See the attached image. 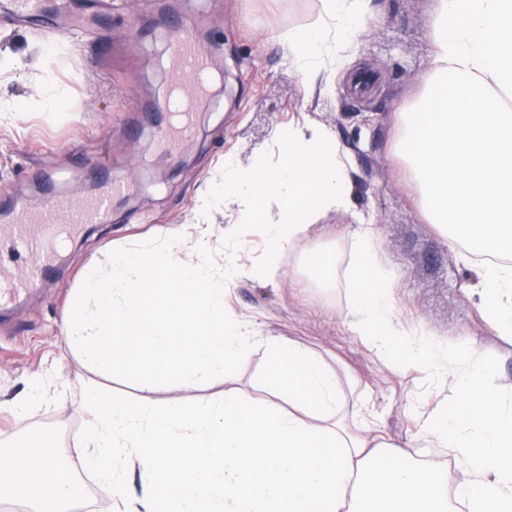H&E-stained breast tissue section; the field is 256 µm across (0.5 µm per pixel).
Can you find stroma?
I'll list each match as a JSON object with an SVG mask.
<instances>
[{
    "label": "stroma",
    "mask_w": 512,
    "mask_h": 512,
    "mask_svg": "<svg viewBox=\"0 0 512 512\" xmlns=\"http://www.w3.org/2000/svg\"><path fill=\"white\" fill-rule=\"evenodd\" d=\"M435 0H372L365 29L353 48L332 59L334 86L304 82L280 37L314 25L321 0H139L131 15L124 0H49L46 21L16 23L0 0V49L21 54L23 67L0 78V192L40 208L57 196L94 194L106 175L128 181L112 199L103 221L69 237L55 257L51 276L20 302L0 311V400L22 395L27 382L43 378L39 399L23 414L0 408V450L24 447L25 425L75 437L85 426L74 407L98 391L139 402L140 392L122 373L106 376L88 367L65 340L62 312L86 266L105 264L111 252L143 242H172L191 251L198 228L194 205L224 178V162L243 171L257 162L280 161V129L309 124L328 129L349 159L352 210L319 216L308 237L284 251L270 278L226 283L224 299L261 337L272 336L321 354L369 396L392 441L413 439L409 408L453 400L408 359L410 345L424 341L444 350L476 338L483 360L498 373L496 384L512 395V344L483 322L474 292L482 285L480 256L451 247L424 218L394 152L399 114L421 96L432 69L429 31ZM193 26L212 54V86L194 116L195 133L174 155L162 152L159 127L167 114L171 32ZM276 39H268V32ZM64 93L45 103L44 75ZM27 104L24 112L15 111ZM246 200L221 202L207 219L215 266L252 264L262 256L268 225L281 216L269 197L246 221ZM375 229L376 262L390 277V297L404 336L394 358L363 344L342 318L356 270L355 213ZM334 256L320 285L309 279L311 242ZM273 371L263 350L242 363L230 384L196 390L160 386L151 405L193 411L201 401L233 390L255 403L271 398ZM81 494L76 512H125L105 482L84 483V460L72 446L59 450Z\"/></svg>",
    "instance_id": "stroma-1"
}]
</instances>
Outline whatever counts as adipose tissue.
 <instances>
[{
    "label": "adipose tissue",
    "instance_id": "ef3b65f1",
    "mask_svg": "<svg viewBox=\"0 0 512 512\" xmlns=\"http://www.w3.org/2000/svg\"><path fill=\"white\" fill-rule=\"evenodd\" d=\"M369 0H322L314 26L289 33L288 58L305 79L324 72L331 49L354 43ZM432 71L421 100L399 115L395 146L429 223L449 243L493 256L479 304L487 326L512 343V0H435ZM281 161L247 172L224 165L219 195L245 196L246 218L282 200L263 260L230 271L209 262L211 243L191 253L171 245L113 253L89 268L63 316L68 346L92 367L120 369L141 390L167 383L192 390L228 381L263 348L288 384L286 406L228 393L186 412L88 394L75 443L86 467L111 483L131 512H512V398L494 384L476 340L465 357L428 345L411 350L436 382L458 389L454 405L421 419L411 443L387 441L365 397L347 401L338 374L318 354L268 337L226 310L224 278L272 276L281 252L328 210L351 209L346 164L327 130L277 134ZM361 272L344 319L378 355L394 353L402 319L388 275L374 268L373 226L356 214ZM356 419L346 424L345 410ZM443 448L464 478L448 489L439 463L420 448ZM77 482L50 443L35 454L0 452V500L34 512H67Z\"/></svg>",
    "mask_w": 512,
    "mask_h": 512
}]
</instances>
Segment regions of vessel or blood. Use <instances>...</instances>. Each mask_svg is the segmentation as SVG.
I'll return each instance as SVG.
<instances>
[{
	"instance_id": "1",
	"label": "vessel or blood",
	"mask_w": 512,
	"mask_h": 512,
	"mask_svg": "<svg viewBox=\"0 0 512 512\" xmlns=\"http://www.w3.org/2000/svg\"><path fill=\"white\" fill-rule=\"evenodd\" d=\"M171 69L187 75L192 85H175L167 104L171 118L164 128L160 143L171 153L193 132V112L197 100L209 88L208 54L198 42L194 29L181 30L171 47ZM123 179H106L101 191L84 198L61 197L47 209L35 211L27 206L10 204L7 223L0 225V261L5 256L19 257L27 253L40 255V263L27 271L24 278L0 281V302H9L24 294L38 280L51 274L55 255L50 246L57 231L73 232L79 225L90 224L106 216L113 196L125 192Z\"/></svg>"
}]
</instances>
